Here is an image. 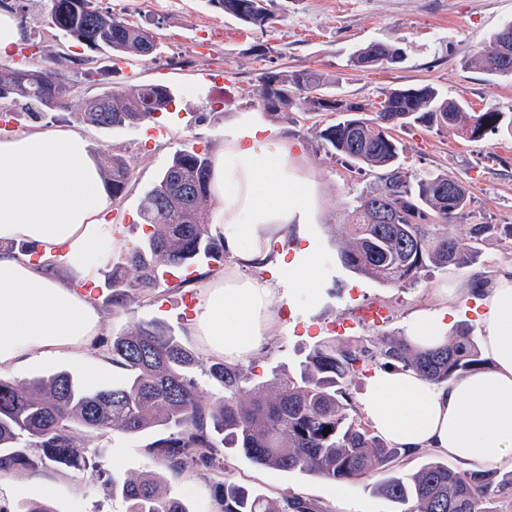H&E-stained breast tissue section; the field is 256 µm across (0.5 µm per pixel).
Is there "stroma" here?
Listing matches in <instances>:
<instances>
[{
    "mask_svg": "<svg viewBox=\"0 0 512 512\" xmlns=\"http://www.w3.org/2000/svg\"><path fill=\"white\" fill-rule=\"evenodd\" d=\"M99 5L129 21L150 28L159 45L155 57L119 58L106 50L68 43L65 60L56 62L61 78L72 86L75 100L108 87L161 83L170 87L173 101L167 111L166 134L148 135L147 124L102 128L78 120L72 110L50 112L32 105L0 101V138L34 127H62L81 132L94 154L123 157L132 178L110 218L122 227L126 242L147 233L141 218L146 189L184 147L214 153L224 133L246 120L268 134L284 137L290 161L309 182L308 199L314 222L309 233L321 241L328 278L308 311L281 308V328L255 354L246 358L258 380L293 375L316 345L336 339L332 326L356 322L361 307L386 305L391 312L383 333L401 337L414 314L447 307L445 336L457 328L479 333L482 306L469 293L475 276L493 280L499 268L512 264V249L491 237L478 246L472 266L429 268L404 288L389 287L346 270L338 259L345 234L346 213L357 196L373 191L379 171L357 170L330 158L314 140L312 119L292 110L269 116L258 96L260 76L267 69L282 71L313 67L334 83L343 97L374 109L387 90L407 84H430L449 98L462 99L476 111L512 110V81L493 77L468 59L489 45L492 35L512 21V0H268L276 16L273 29L247 28L211 7L208 0H99ZM380 41L403 51L401 60L373 70L349 65L353 53ZM395 136L410 173L447 171L466 185L472 204L466 222L453 231L465 236L471 224H512V131L503 129L482 142H467L449 129L407 126ZM212 276L207 266L193 267L180 288L160 287L139 297L127 312L104 308L102 334L85 360H32L14 379L27 382L58 370L87 381L89 364L111 360L110 340L129 320H160L193 350L202 345L188 326L192 320L180 300L197 294ZM452 295L442 302L441 291ZM158 436L113 434L94 437L87 450L89 470L46 463L35 471L0 475V504L15 507L25 501H46L56 512H126L121 496L112 492L113 476L163 474L164 468L147 446ZM226 466L237 483L273 499L298 495L329 512H397L396 504L376 496L370 487L347 484L335 496L333 483L302 474H287L252 465L241 454L223 450ZM214 472L204 470L170 479L171 492L190 512H214Z\"/></svg>",
    "mask_w": 512,
    "mask_h": 512,
    "instance_id": "obj_1",
    "label": "stroma"
}]
</instances>
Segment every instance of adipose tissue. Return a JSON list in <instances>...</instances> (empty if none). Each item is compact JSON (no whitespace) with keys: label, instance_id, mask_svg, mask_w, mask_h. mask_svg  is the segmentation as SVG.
<instances>
[{"label":"adipose tissue","instance_id":"obj_1","mask_svg":"<svg viewBox=\"0 0 512 512\" xmlns=\"http://www.w3.org/2000/svg\"><path fill=\"white\" fill-rule=\"evenodd\" d=\"M210 191L224 204L216 225L232 262L201 286L191 333L234 363L279 331L278 302L297 311L316 300L324 260L306 230L309 185L291 170L282 138L246 126L232 133L213 156ZM111 208L80 133L37 127L0 140V243L35 248L0 252V377L34 358L85 356L100 336L104 316L79 288L95 282L120 243L119 226L104 219ZM288 233L295 248L286 261L271 244ZM250 268L272 276H247ZM480 302L487 366L448 385L408 370H375L359 409L395 447L485 471L512 468L511 265Z\"/></svg>","mask_w":512,"mask_h":512}]
</instances>
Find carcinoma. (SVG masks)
<instances>
[{
	"label": "carcinoma",
	"instance_id": "carcinoma-1",
	"mask_svg": "<svg viewBox=\"0 0 512 512\" xmlns=\"http://www.w3.org/2000/svg\"><path fill=\"white\" fill-rule=\"evenodd\" d=\"M49 25L64 40L105 47L123 57L147 59L157 48L156 35L96 6V0H45ZM210 5L259 29L273 27L267 0H208ZM48 65L0 70L8 98L44 109L70 108L71 87L49 64L62 57L60 44L39 49ZM400 48L373 42L350 58L357 69L396 63ZM471 64L484 72L512 78V22L493 36L488 49ZM327 80L308 68L268 70L260 77L259 98L269 115L297 109L314 116L336 112L335 122L312 125L325 154L353 167L379 169L383 183L359 197L348 214L345 240L338 248L341 265L381 284L402 288L428 268H465L475 253L451 225L469 215L471 197L455 175L431 171L415 176L399 162L397 127L422 124L457 131L468 142H481L512 116L498 110L471 111L429 85L393 88L366 116L360 103L326 93ZM172 102L169 87L137 84L110 89L80 102L76 115L103 128L144 123ZM211 160L194 150L177 152L145 193L143 240L112 257L107 287L112 311L161 285L158 269L178 267L202 254L224 252V234L214 237L205 220L211 202ZM102 177L112 202L124 197L129 164L105 153ZM474 242L498 234L512 241V225L471 224ZM112 366L126 372L110 388H91L66 371L18 383L0 378V473L23 474L50 461L76 470L86 467L83 429L90 435L136 436L153 429L169 434L153 441L148 452L180 476L202 469L219 471L215 512H331L298 497L270 500L236 484L216 458L223 445L258 467L305 472L332 483L371 482L373 491L402 506L401 512H491L495 497L490 471L459 470L430 460L411 475L394 472L406 450L379 436L354 409L348 387L372 367L409 369L435 384H447L486 365L468 329L451 341L422 348L386 334L359 336L346 344L323 343L311 350L295 376L258 382L251 369L221 359L204 360L160 321L131 322L112 337ZM200 367L222 391L206 397L192 372ZM331 427L323 435L325 427ZM127 512H188L162 477L112 478Z\"/></svg>",
	"mask_w": 512,
	"mask_h": 512
}]
</instances>
